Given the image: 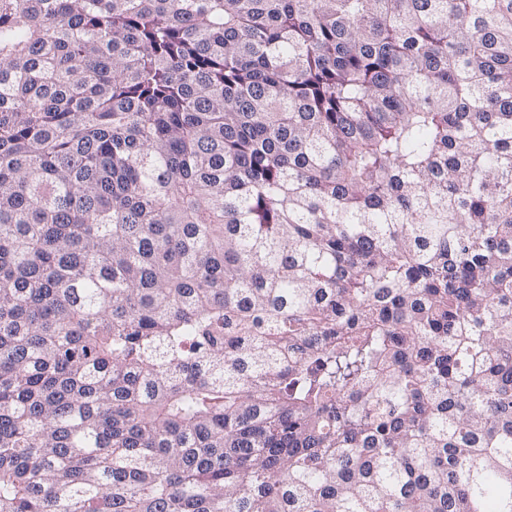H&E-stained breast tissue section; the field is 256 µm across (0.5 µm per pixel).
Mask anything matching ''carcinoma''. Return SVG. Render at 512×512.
<instances>
[{
  "label": "carcinoma",
  "mask_w": 512,
  "mask_h": 512,
  "mask_svg": "<svg viewBox=\"0 0 512 512\" xmlns=\"http://www.w3.org/2000/svg\"><path fill=\"white\" fill-rule=\"evenodd\" d=\"M0 512H512V0H0Z\"/></svg>",
  "instance_id": "1"
}]
</instances>
